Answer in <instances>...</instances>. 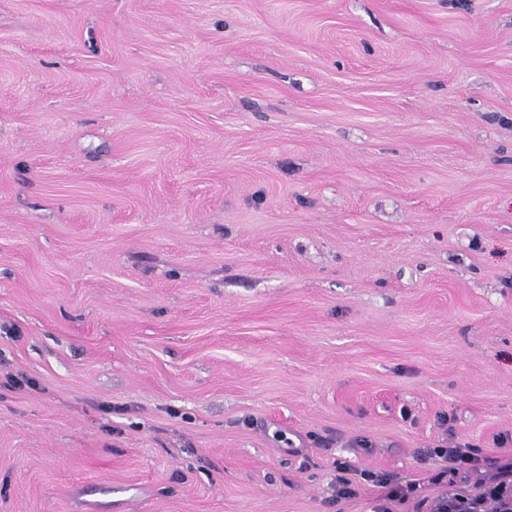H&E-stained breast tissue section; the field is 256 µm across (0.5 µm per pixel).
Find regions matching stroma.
<instances>
[{
  "label": "stroma",
  "instance_id": "35a3bbf8",
  "mask_svg": "<svg viewBox=\"0 0 512 512\" xmlns=\"http://www.w3.org/2000/svg\"><path fill=\"white\" fill-rule=\"evenodd\" d=\"M465 445L512 455V0H0V512H371L340 464L433 499Z\"/></svg>",
  "mask_w": 512,
  "mask_h": 512
}]
</instances>
